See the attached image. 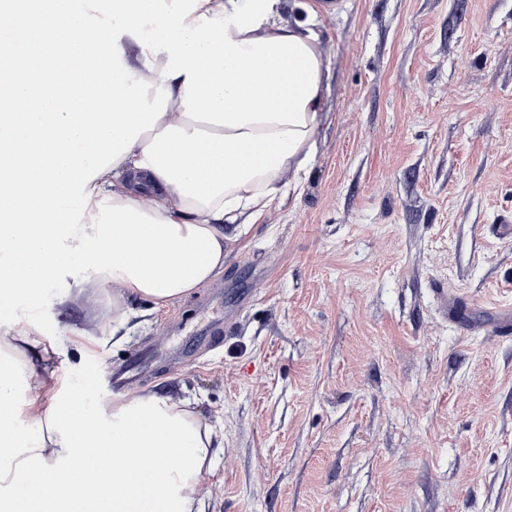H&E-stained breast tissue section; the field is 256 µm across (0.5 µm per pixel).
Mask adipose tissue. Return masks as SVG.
<instances>
[{
	"instance_id": "obj_1",
	"label": "adipose tissue",
	"mask_w": 512,
	"mask_h": 512,
	"mask_svg": "<svg viewBox=\"0 0 512 512\" xmlns=\"http://www.w3.org/2000/svg\"><path fill=\"white\" fill-rule=\"evenodd\" d=\"M0 0V208L85 211L53 232L0 222V267L21 265L38 300L78 258L124 295L161 306L224 266V227L260 219L285 174L312 163L330 87L323 17L333 0ZM76 29L93 40L71 45ZM149 58L134 68L130 50ZM85 53L103 90L95 120L58 94ZM83 426L55 406L38 437L0 445L10 512H204L213 433L190 400L156 393ZM64 472L66 484L40 477Z\"/></svg>"
}]
</instances>
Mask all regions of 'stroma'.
Here are the masks:
<instances>
[{
	"instance_id": "stroma-1",
	"label": "stroma",
	"mask_w": 512,
	"mask_h": 512,
	"mask_svg": "<svg viewBox=\"0 0 512 512\" xmlns=\"http://www.w3.org/2000/svg\"><path fill=\"white\" fill-rule=\"evenodd\" d=\"M323 46L316 156L225 227L214 279L119 324L73 260L0 305V336L59 351L43 389L17 380L15 427L70 396L110 418L93 367L148 347L138 392L214 429L205 512H512V0H344Z\"/></svg>"
}]
</instances>
